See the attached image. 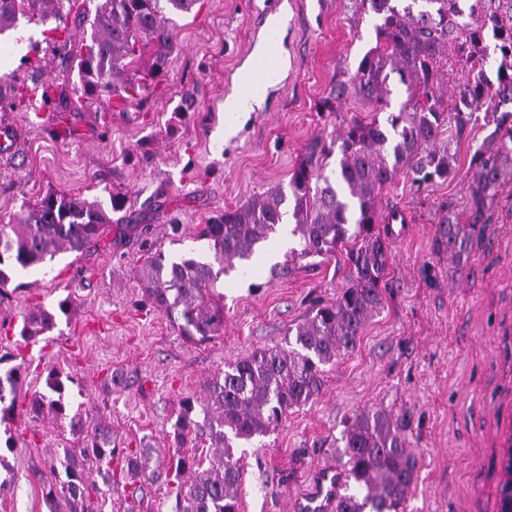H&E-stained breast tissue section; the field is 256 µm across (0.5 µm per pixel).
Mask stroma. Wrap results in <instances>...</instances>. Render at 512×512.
<instances>
[{
    "label": "stroma",
    "instance_id": "1",
    "mask_svg": "<svg viewBox=\"0 0 512 512\" xmlns=\"http://www.w3.org/2000/svg\"><path fill=\"white\" fill-rule=\"evenodd\" d=\"M198 15L174 19L178 48L139 104L104 114L102 102L52 97L48 118H23L0 103V215L50 190L88 199L126 196L112 230L80 253L62 252L38 277L13 278L0 297V371L24 359L21 395L42 390L49 370L73 376L71 406L110 417L123 448L175 451L183 397H198L225 363L282 343L289 327L348 282L344 252L290 264L294 237L274 235L275 260L218 280L224 328L187 343L148 302L138 270L148 247L177 256L198 225L273 187H287L306 144L364 116L356 99L323 109L332 85L353 74L376 44L373 16L352 0H201ZM280 16L278 27L269 20ZM44 25L19 20L0 35V77L61 83L69 60ZM266 45L281 71L260 108L224 134V102ZM495 124L474 113L458 149L456 179L420 188L398 175L382 192L398 209L383 305L353 350L326 365L322 387L262 441L241 446L240 512H294L318 472L341 470L336 455L356 414L386 409L404 425L417 458L405 512H500L502 460L512 447V183L490 203L469 262L437 251L438 217L464 212L475 153ZM75 301L57 327L19 342L21 314ZM81 440L68 425L0 422V512H51L45 492ZM89 512H175L176 484L138 479L135 496L108 489L97 469Z\"/></svg>",
    "mask_w": 512,
    "mask_h": 512
}]
</instances>
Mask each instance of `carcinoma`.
<instances>
[{
	"label": "carcinoma",
	"mask_w": 512,
	"mask_h": 512,
	"mask_svg": "<svg viewBox=\"0 0 512 512\" xmlns=\"http://www.w3.org/2000/svg\"><path fill=\"white\" fill-rule=\"evenodd\" d=\"M83 4L82 19L93 17L79 40H55L54 47L77 68L74 89L87 100H100L121 111L141 100L150 80L162 71L177 43L172 14H190L200 0H99L95 14L85 4L93 0H0V34L24 17L65 24L64 6ZM354 0L355 7L376 18V45L359 61L349 82L338 81L328 108L352 96L371 108L366 118L352 117L342 133L317 136L305 147L289 181L291 195L279 187L253 197L199 225L198 246L177 258L155 251L142 270L149 303L175 326L189 343L209 340L224 328V310L210 292L221 275L245 269L262 245L278 231L285 211L293 219L289 233L300 248L288 255L292 263L328 257L343 249L349 261L348 285L336 300L320 304L288 329L284 343L263 348L224 365L205 385V397L182 400L174 423L176 439L196 436L209 442L208 467L196 457L175 451L167 459L154 449L137 448L124 457L123 475L131 479L150 473L157 479L190 474L187 490L178 496L177 512H239L242 478L234 448L265 437L288 410L306 404L319 391L324 366L353 350L367 321L381 308L390 258L389 224L399 212L382 214L380 194L402 172L418 187L446 182L457 174V146L474 112L481 107L500 113L495 129L477 152V172L470 185L466 217L450 210L438 223L437 249L457 266L470 259L473 236L488 223L487 202L512 181V0ZM421 4L420 9L413 6ZM494 40L499 64L491 81L484 64L487 37ZM454 53H449V48ZM153 62L146 72L139 62L146 50ZM460 70L452 105L439 95L445 75ZM12 95L0 94L19 106L30 92L25 82L10 78ZM406 94L399 111H390L391 96ZM387 113L385 120L379 114ZM448 131V140L441 139ZM336 168L328 170L331 158ZM112 219L98 200L88 201L65 191H51L20 213L0 216V287L7 269L28 270L61 252H82L101 239ZM71 295L58 311L34 307L23 316L20 338L27 342L57 326ZM21 367L0 376V414L14 416L21 407L17 384ZM74 378L48 372L44 391L29 403L38 422L66 419L73 434L84 439L81 458H68L65 479L49 484L46 498L53 512H83L89 492L85 471L107 470L112 484V424L104 416L91 418L68 412L67 384ZM346 458L344 493L336 494L335 512H404L414 482L416 458L400 424L382 409L358 414L343 432Z\"/></svg>",
	"instance_id": "carcinoma-1"
}]
</instances>
